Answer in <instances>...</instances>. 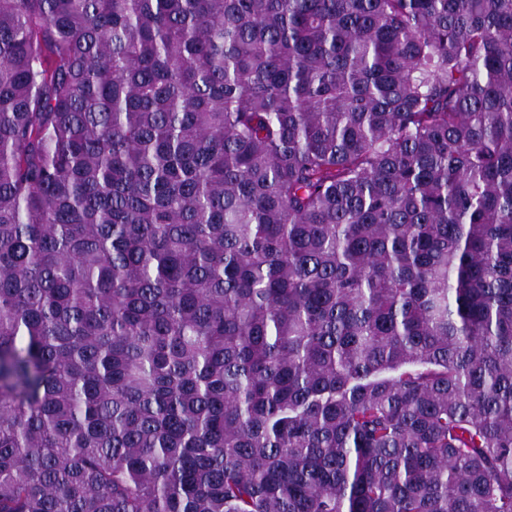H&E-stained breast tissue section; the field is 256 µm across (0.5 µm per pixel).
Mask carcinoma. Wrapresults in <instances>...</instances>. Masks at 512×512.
<instances>
[{"label": "carcinoma", "instance_id": "1", "mask_svg": "<svg viewBox=\"0 0 512 512\" xmlns=\"http://www.w3.org/2000/svg\"><path fill=\"white\" fill-rule=\"evenodd\" d=\"M0 512H512V0H0Z\"/></svg>", "mask_w": 512, "mask_h": 512}]
</instances>
